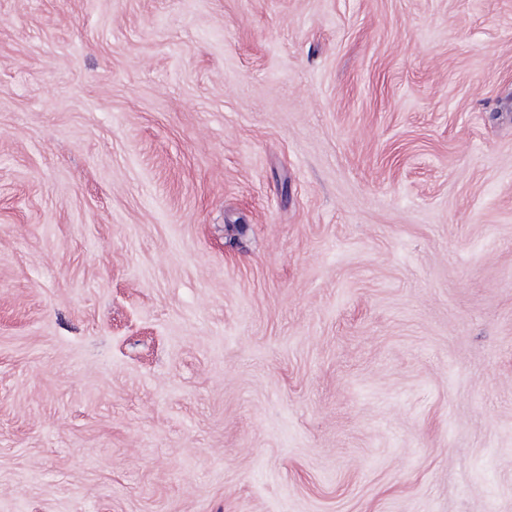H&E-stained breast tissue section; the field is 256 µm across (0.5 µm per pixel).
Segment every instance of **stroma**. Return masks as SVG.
Instances as JSON below:
<instances>
[{
    "label": "stroma",
    "mask_w": 512,
    "mask_h": 512,
    "mask_svg": "<svg viewBox=\"0 0 512 512\" xmlns=\"http://www.w3.org/2000/svg\"><path fill=\"white\" fill-rule=\"evenodd\" d=\"M0 512H512V0H0Z\"/></svg>",
    "instance_id": "obj_1"
}]
</instances>
